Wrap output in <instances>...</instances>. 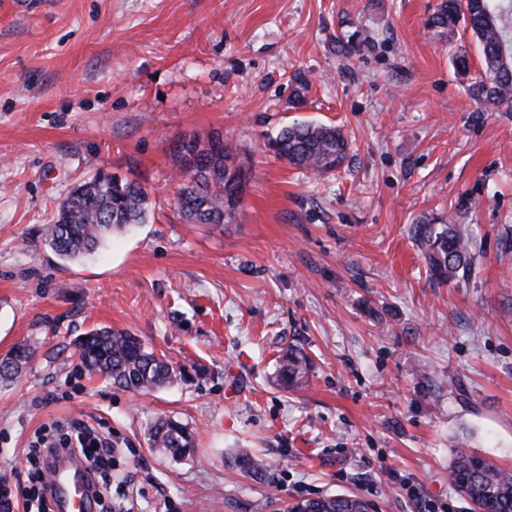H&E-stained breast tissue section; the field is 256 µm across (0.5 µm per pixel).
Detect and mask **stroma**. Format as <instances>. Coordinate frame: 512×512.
I'll use <instances>...</instances> for the list:
<instances>
[{
	"label": "stroma",
	"mask_w": 512,
	"mask_h": 512,
	"mask_svg": "<svg viewBox=\"0 0 512 512\" xmlns=\"http://www.w3.org/2000/svg\"><path fill=\"white\" fill-rule=\"evenodd\" d=\"M15 2L0 0V357L33 356L0 382V478L25 480L36 435L83 418L120 448L112 485L134 512L338 493L471 512L449 478L458 438L512 469V112L473 99L470 32L434 34L441 0ZM304 121L343 127L336 176L269 153ZM214 133L250 182L237 223L191 224L170 145ZM101 170L147 190L148 220L61 261L42 229ZM450 216L472 266L437 283L414 227ZM103 326L181 380L136 394L89 375L76 341ZM291 346L311 360L296 389L279 380ZM162 417L187 425L192 456L149 447Z\"/></svg>",
	"instance_id": "obj_1"
}]
</instances>
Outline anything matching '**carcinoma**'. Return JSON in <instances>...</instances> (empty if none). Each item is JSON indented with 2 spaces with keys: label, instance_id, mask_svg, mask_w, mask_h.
Returning <instances> with one entry per match:
<instances>
[{
  "label": "carcinoma",
  "instance_id": "cac0c4a2",
  "mask_svg": "<svg viewBox=\"0 0 512 512\" xmlns=\"http://www.w3.org/2000/svg\"><path fill=\"white\" fill-rule=\"evenodd\" d=\"M512 13L507 0H444L429 20L437 34L455 32L459 24L471 31L483 66L482 79L471 86L480 104L499 112H512V55L509 30L502 17ZM199 140L180 138L170 146L178 171L177 199L180 213L192 224H234L238 212L227 209L233 192L245 193L248 182L241 153L225 144L218 150L195 152ZM275 157L317 175H328L347 160L349 144L340 128L311 122L294 123L268 140ZM148 193L129 181H118L103 171L71 189L52 222L43 229V240L64 260L92 254L108 235L146 221ZM416 240L424 251L430 276L447 283L471 270V247L464 233L452 224L421 223ZM78 357L90 374L137 393L171 384L177 371L142 341L126 332L93 328L78 340ZM29 346L16 345L0 360V381L10 382L31 357ZM309 359L303 350L290 348L280 367V380L298 384L307 374ZM150 444L173 458L193 452L188 428L162 420L150 432ZM455 487L477 499L489 512H512V472L465 449L456 452L450 470ZM355 496H323L310 503L311 512H358Z\"/></svg>",
  "mask_w": 512,
  "mask_h": 512
}]
</instances>
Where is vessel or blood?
Returning a JSON list of instances; mask_svg holds the SVG:
<instances>
[{
	"label": "vessel or blood",
	"instance_id": "vessel-or-blood-1",
	"mask_svg": "<svg viewBox=\"0 0 512 512\" xmlns=\"http://www.w3.org/2000/svg\"><path fill=\"white\" fill-rule=\"evenodd\" d=\"M56 477L49 484V494L56 512L71 507L73 512H92L96 495L93 473L82 457L58 453L49 460Z\"/></svg>",
	"mask_w": 512,
	"mask_h": 512
}]
</instances>
